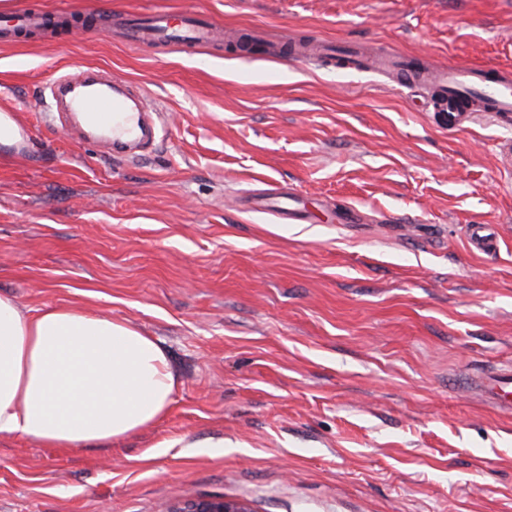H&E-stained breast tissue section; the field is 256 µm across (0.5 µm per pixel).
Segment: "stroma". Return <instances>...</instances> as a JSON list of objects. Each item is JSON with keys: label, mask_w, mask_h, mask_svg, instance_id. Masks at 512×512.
I'll return each instance as SVG.
<instances>
[{"label": "stroma", "mask_w": 512, "mask_h": 512, "mask_svg": "<svg viewBox=\"0 0 512 512\" xmlns=\"http://www.w3.org/2000/svg\"><path fill=\"white\" fill-rule=\"evenodd\" d=\"M65 12L0 44V293L127 320L165 350L168 414L104 448L0 437V512H512V411L476 383L512 364V123L451 131L427 94L299 55L341 41L429 67L512 70V0H0ZM195 10L236 43L144 51L108 11ZM104 69L163 109L135 155L79 142L37 98ZM301 198L312 224L250 211ZM492 225L494 252L468 227ZM166 512H253L246 504L225 497L178 501Z\"/></svg>", "instance_id": "35a3bbf8"}]
</instances>
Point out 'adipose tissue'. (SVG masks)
I'll use <instances>...</instances> for the list:
<instances>
[{"label": "adipose tissue", "mask_w": 512, "mask_h": 512, "mask_svg": "<svg viewBox=\"0 0 512 512\" xmlns=\"http://www.w3.org/2000/svg\"><path fill=\"white\" fill-rule=\"evenodd\" d=\"M177 385L138 326L72 305L32 314L0 294V436L106 445L163 419Z\"/></svg>", "instance_id": "1"}]
</instances>
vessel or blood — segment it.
I'll return each mask as SVG.
<instances>
[{
	"label": "vessel or blood",
	"mask_w": 512,
	"mask_h": 512,
	"mask_svg": "<svg viewBox=\"0 0 512 512\" xmlns=\"http://www.w3.org/2000/svg\"><path fill=\"white\" fill-rule=\"evenodd\" d=\"M9 26L0 28V42L9 43L22 33L38 31L53 38L54 27L45 13L26 8L10 15ZM116 37L135 46L173 47L187 53L210 45L223 36L214 22L195 11L173 14L165 10L120 14L114 29ZM436 94L432 109L455 130L472 122L471 98H481L484 111L500 120L512 118V72L496 67L451 64L437 69L432 76ZM48 111L81 115L89 131L111 134L113 143H141L154 107L143 104L141 88L117 74L101 70L64 73L48 87ZM255 211H273L282 222L307 224L311 217L305 203L295 196L261 197L252 203ZM487 401L498 404L512 393V369L502 370L482 381Z\"/></svg>",
	"instance_id": "vessel-or-blood-1"
}]
</instances>
